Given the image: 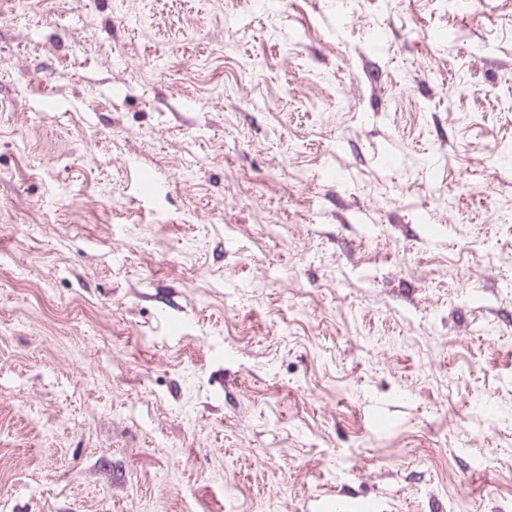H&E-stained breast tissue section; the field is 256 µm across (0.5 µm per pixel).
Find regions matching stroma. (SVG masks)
I'll return each instance as SVG.
<instances>
[{
	"label": "stroma",
	"instance_id": "1",
	"mask_svg": "<svg viewBox=\"0 0 512 512\" xmlns=\"http://www.w3.org/2000/svg\"><path fill=\"white\" fill-rule=\"evenodd\" d=\"M512 512V0H0V512Z\"/></svg>",
	"mask_w": 512,
	"mask_h": 512
}]
</instances>
